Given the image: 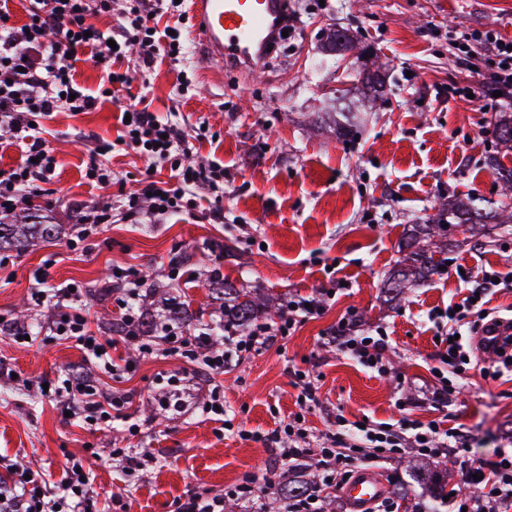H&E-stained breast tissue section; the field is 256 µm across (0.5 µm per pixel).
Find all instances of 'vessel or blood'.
<instances>
[{
	"instance_id": "obj_1",
	"label": "vessel or blood",
	"mask_w": 512,
	"mask_h": 512,
	"mask_svg": "<svg viewBox=\"0 0 512 512\" xmlns=\"http://www.w3.org/2000/svg\"><path fill=\"white\" fill-rule=\"evenodd\" d=\"M193 38L203 42L213 60L244 70L261 69L267 50L287 23L284 0H189ZM388 486L370 468L359 469L342 484L349 512H371Z\"/></svg>"
}]
</instances>
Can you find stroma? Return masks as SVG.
Returning <instances> with one entry per match:
<instances>
[{"instance_id":"1","label":"stroma","mask_w":512,"mask_h":512,"mask_svg":"<svg viewBox=\"0 0 512 512\" xmlns=\"http://www.w3.org/2000/svg\"><path fill=\"white\" fill-rule=\"evenodd\" d=\"M288 7L298 13L288 48L260 72L220 67L202 42L192 41L179 62L165 58L148 71L128 59L131 91L100 99L88 112L54 114L45 123L60 166L39 216L60 232L38 246L0 254L7 261L0 271V323L31 317L34 274L45 267L48 287L89 285L81 303L95 326L106 327L121 316L109 270L134 264L149 277L147 319L166 317L169 298L177 297L188 305L180 326L211 330V345L220 350L224 302L211 288L214 279L256 290L279 310L293 295L346 284L321 318L225 372L232 431L202 412L203 371L124 346L116 354L134 369L117 386L133 393L141 433L130 435L122 426L96 430L67 419L40 386L62 370L84 369L76 342L41 334L22 346L0 330V362L31 383L24 391L0 377V455L41 468L54 482L70 456L84 458L98 512H175L190 493L221 494L244 475L274 467L260 436L298 412L297 369L320 376V404L306 415L312 446H319L339 413L352 421L396 423L401 400L421 420L467 431L484 457L512 448V380L487 383L474 375L466 394L445 402L430 373L439 334L433 311L464 297L467 285L458 269L474 275L488 268L512 271V224L491 226L479 239L456 234L446 267L396 305L382 303L383 285L402 257L406 225L425 222L452 197L502 198L501 182L486 165L498 149L495 115L450 96L448 88L467 78L455 65L452 40L483 27L512 39V0H288ZM336 27L348 29L383 65V102L347 139L314 120L315 113L331 110L337 90L355 99L368 85L354 54L320 67L322 45ZM181 70L192 81L182 100L174 89ZM136 96L161 119L196 136V160L223 162L224 196L147 223L113 207L100 235L70 250L68 238L82 211L141 187L144 160L118 148L103 158L114 177L109 187L84 177L94 141L116 139L117 116ZM217 206L224 209L220 224L208 217ZM349 308L361 329L386 331V357L398 378L378 376L320 346L322 333ZM177 371L191 379L193 399L182 412L159 416L152 395L167 388ZM115 448L147 450L154 460L132 481L113 465L109 453ZM412 458L406 451L374 464L391 487L409 486L399 512H414L426 501L411 476Z\"/></svg>"}]
</instances>
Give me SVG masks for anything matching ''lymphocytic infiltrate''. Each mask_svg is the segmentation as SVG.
<instances>
[{
	"instance_id": "lymphocytic-infiltrate-1",
	"label": "lymphocytic infiltrate",
	"mask_w": 512,
	"mask_h": 512,
	"mask_svg": "<svg viewBox=\"0 0 512 512\" xmlns=\"http://www.w3.org/2000/svg\"><path fill=\"white\" fill-rule=\"evenodd\" d=\"M27 20L13 21L10 0H0V129H6L8 145L21 150L19 161L0 172V211L35 209L43 196L44 184L55 176L59 162L44 136V122L53 113L86 112L93 109L98 96L130 89L129 72L117 71L115 65L129 48H137L143 67H151L159 55L182 57L187 47V30L175 24L173 31L158 29L156 0H125L123 18L116 33H106L95 20L111 16L115 0H28ZM99 56V68L107 76L100 94L84 91L74 80L73 56L84 51ZM456 64L472 69L474 81L469 86L452 88V95L474 97L481 107L495 112L512 104V45L492 29L477 30L464 36L462 48L455 55ZM129 121L121 122L116 143H99L85 168L87 181L101 185L112 182V171L101 163V156L122 145L148 161L142 192L125 195L122 205L129 217L157 218L194 207L201 194L215 193L224 179L220 162L190 163L193 144L188 134L174 122L160 119L156 113L129 106ZM169 165L176 184L156 180L159 165ZM146 276L130 265L112 277L114 292L122 296L123 315L119 334L93 330L80 300L82 284L73 288H36L31 293L35 307L50 306L55 315L46 326L52 335L72 339L81 347L89 371L66 372L49 384L47 394L90 426L127 423L129 432H138L132 423L130 394L105 387L102 378H120L130 367L112 355L118 344L135 345L146 353L168 358L183 356L196 362L211 378L207 414L223 417L224 387L219 378L232 361L258 353L270 344L285 339L303 323L321 317L337 291L330 288L309 296L289 298L278 322L259 324L248 333L226 339L223 350L210 351L208 333L191 334L172 321L154 323L152 335L157 345L145 343L142 317L136 312L140 290ZM512 283V275L490 270L473 280L458 308L442 312L448 327L439 336L437 359L444 371L436 375L441 397L464 394L467 372L478 367L483 379L500 380L512 376V336L507 349L486 356L464 341L472 317L484 310L486 296L496 285ZM321 344L357 361L363 367L386 376L392 368L385 357L389 348L384 334L361 332L353 311H346L327 329ZM300 387L301 412L288 422L267 432L263 441L271 448L279 468L298 467L310 454L304 441L305 409L319 403L318 388L312 370L294 373ZM319 450L324 470L319 483L308 494L292 500L265 502L260 512H325L324 504L332 491L342 484L350 469L362 460L378 461L400 450L413 449L417 456L437 460L453 456L459 463L462 485L451 501L453 512H502L512 506V450L502 449L489 460L475 453L465 433L445 429L442 421L423 422L402 414L397 423L351 421L337 416L335 428L327 430ZM82 459L69 458L57 485L47 483L42 473L28 472L11 459L0 457V512H91L93 502L89 480L80 470Z\"/></svg>"
}]
</instances>
